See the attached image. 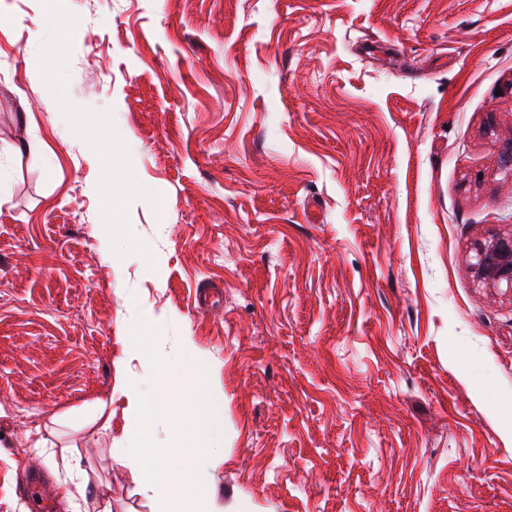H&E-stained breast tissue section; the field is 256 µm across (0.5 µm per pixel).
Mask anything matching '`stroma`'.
<instances>
[{
    "label": "stroma",
    "mask_w": 512,
    "mask_h": 512,
    "mask_svg": "<svg viewBox=\"0 0 512 512\" xmlns=\"http://www.w3.org/2000/svg\"><path fill=\"white\" fill-rule=\"evenodd\" d=\"M49 8L0 0V512L33 471L149 512L115 390L149 308L221 403L224 503L512 512V292L471 270L512 233V0Z\"/></svg>",
    "instance_id": "1"
}]
</instances>
